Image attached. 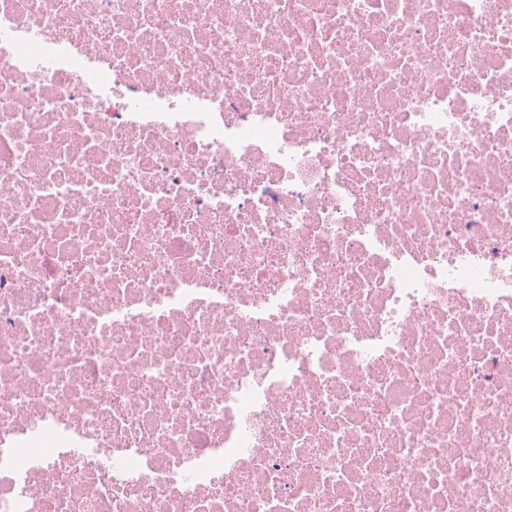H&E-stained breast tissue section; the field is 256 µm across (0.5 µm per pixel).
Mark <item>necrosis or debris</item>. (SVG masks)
I'll return each mask as SVG.
<instances>
[{
  "label": "necrosis or debris",
  "mask_w": 512,
  "mask_h": 512,
  "mask_svg": "<svg viewBox=\"0 0 512 512\" xmlns=\"http://www.w3.org/2000/svg\"><path fill=\"white\" fill-rule=\"evenodd\" d=\"M0 512H512V0H0Z\"/></svg>",
  "instance_id": "4bbe7bcc"
}]
</instances>
